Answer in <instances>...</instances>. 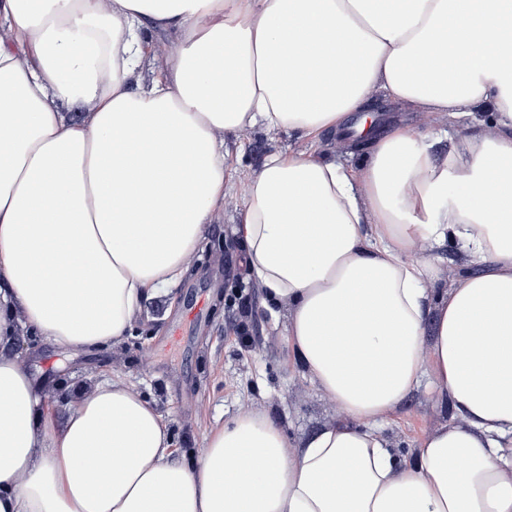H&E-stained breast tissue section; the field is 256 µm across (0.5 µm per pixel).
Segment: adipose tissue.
<instances>
[{"mask_svg":"<svg viewBox=\"0 0 512 512\" xmlns=\"http://www.w3.org/2000/svg\"><path fill=\"white\" fill-rule=\"evenodd\" d=\"M146 20L180 41L133 91ZM379 90L437 125L369 138L354 168L272 155L240 211L340 420L296 444L244 412L188 465L123 380L60 419L0 351V512H512V0H0V342L122 341L222 207L226 136L336 132ZM480 108L493 125L454 136ZM445 239L482 270L439 295L429 337L415 254ZM426 379L458 419L408 460L380 424Z\"/></svg>","mask_w":512,"mask_h":512,"instance_id":"adipose-tissue-1","label":"adipose tissue"}]
</instances>
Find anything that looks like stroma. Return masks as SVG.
Masks as SVG:
<instances>
[{"label":"stroma","mask_w":512,"mask_h":512,"mask_svg":"<svg viewBox=\"0 0 512 512\" xmlns=\"http://www.w3.org/2000/svg\"><path fill=\"white\" fill-rule=\"evenodd\" d=\"M174 34L146 29L143 55L131 87L159 78ZM378 134L396 126L428 127L430 114L375 93ZM225 158L228 186L224 206L209 225L195 261L174 285L143 299L133 329L120 343L71 352L25 330H18L6 352L18 357L40 385L57 415L68 400L90 392L101 378H119L155 402L167 422L176 458L197 460L205 438L245 411H258L290 440L310 438L340 413L292 362L285 317L273 314L255 282L238 231L239 211L251 176L275 152L309 151L346 165L362 161L354 137L323 132L310 140L298 133L270 132L256 126L230 140ZM436 277L431 293L447 290L463 273L475 274L463 246L453 241L425 244ZM449 404L421 384L390 413L383 435L395 452L413 458L421 442L452 420Z\"/></svg>","instance_id":"obj_1"}]
</instances>
